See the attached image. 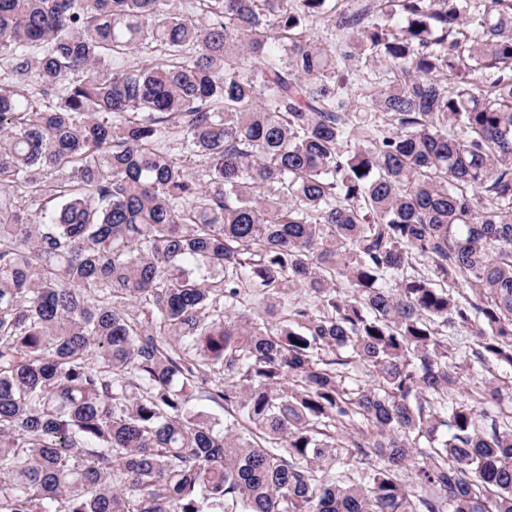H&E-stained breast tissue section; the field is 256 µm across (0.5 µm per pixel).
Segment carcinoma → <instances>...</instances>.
<instances>
[{
	"instance_id": "obj_1",
	"label": "carcinoma",
	"mask_w": 512,
	"mask_h": 512,
	"mask_svg": "<svg viewBox=\"0 0 512 512\" xmlns=\"http://www.w3.org/2000/svg\"><path fill=\"white\" fill-rule=\"evenodd\" d=\"M187 2L0 0V512H512V0Z\"/></svg>"
}]
</instances>
